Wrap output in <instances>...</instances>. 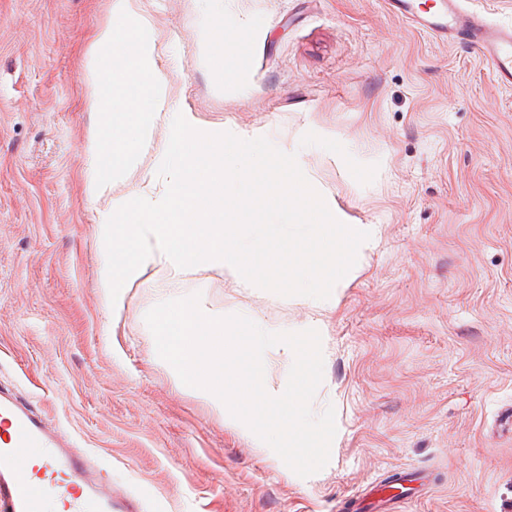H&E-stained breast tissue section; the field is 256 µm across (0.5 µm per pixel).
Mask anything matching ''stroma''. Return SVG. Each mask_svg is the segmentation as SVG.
I'll return each instance as SVG.
<instances>
[{
  "instance_id": "stroma-1",
  "label": "stroma",
  "mask_w": 512,
  "mask_h": 512,
  "mask_svg": "<svg viewBox=\"0 0 512 512\" xmlns=\"http://www.w3.org/2000/svg\"><path fill=\"white\" fill-rule=\"evenodd\" d=\"M108 0H0V390L28 398L102 463L136 512H337L401 496V512H512V90L476 49L448 46L383 0H224L228 62L196 30L208 0H128L171 111L267 132L322 197L378 245L336 307L313 313L223 274L188 281L271 332L318 321L334 407L330 459L300 477L179 384L146 312L170 291L148 269L118 315L97 288L100 207L85 194V59ZM156 125L122 196L162 180Z\"/></svg>"
}]
</instances>
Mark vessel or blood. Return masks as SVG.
<instances>
[{"instance_id":"b4317fda","label":"vessel or blood","mask_w":512,"mask_h":512,"mask_svg":"<svg viewBox=\"0 0 512 512\" xmlns=\"http://www.w3.org/2000/svg\"><path fill=\"white\" fill-rule=\"evenodd\" d=\"M408 25L448 44L475 48L493 79L512 88V24L465 8L464 0H385ZM66 512H129L112 494L96 457L80 450L71 434L11 392L0 391V512H45L48 500Z\"/></svg>"}]
</instances>
